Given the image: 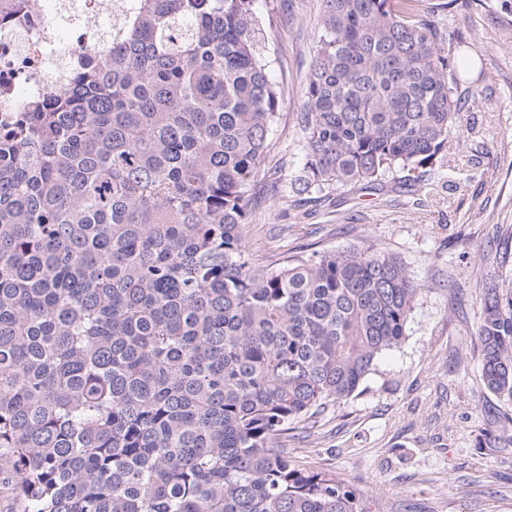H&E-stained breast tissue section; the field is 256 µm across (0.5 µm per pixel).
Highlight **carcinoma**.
I'll use <instances>...</instances> for the list:
<instances>
[{"label": "carcinoma", "mask_w": 512, "mask_h": 512, "mask_svg": "<svg viewBox=\"0 0 512 512\" xmlns=\"http://www.w3.org/2000/svg\"><path fill=\"white\" fill-rule=\"evenodd\" d=\"M418 0H322L299 193L433 165L466 96ZM256 0H132L66 95L0 127V487L21 512H366L288 452L405 339L423 285L363 248L257 264L280 93ZM479 298L512 406V257Z\"/></svg>", "instance_id": "obj_1"}]
</instances>
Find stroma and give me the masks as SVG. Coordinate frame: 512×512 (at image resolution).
I'll return each instance as SVG.
<instances>
[{
  "instance_id": "obj_1",
  "label": "stroma",
  "mask_w": 512,
  "mask_h": 512,
  "mask_svg": "<svg viewBox=\"0 0 512 512\" xmlns=\"http://www.w3.org/2000/svg\"><path fill=\"white\" fill-rule=\"evenodd\" d=\"M420 5L458 32L452 63L471 92L444 159L418 181L312 199L291 184L305 163L303 91L321 2L259 0V48L280 102L244 243L261 264L370 246L398 255L426 287L405 341L352 397L294 433V459L340 473L368 512H512V407L485 389L476 337L494 251L512 252V0Z\"/></svg>"
}]
</instances>
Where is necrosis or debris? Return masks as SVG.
I'll return each instance as SVG.
<instances>
[{
  "label": "necrosis or debris",
  "instance_id": "4bbe7bcc",
  "mask_svg": "<svg viewBox=\"0 0 512 512\" xmlns=\"http://www.w3.org/2000/svg\"><path fill=\"white\" fill-rule=\"evenodd\" d=\"M23 10L0 22V119L30 100L68 89L67 68L107 51L111 25L128 0H22Z\"/></svg>",
  "mask_w": 512,
  "mask_h": 512
}]
</instances>
